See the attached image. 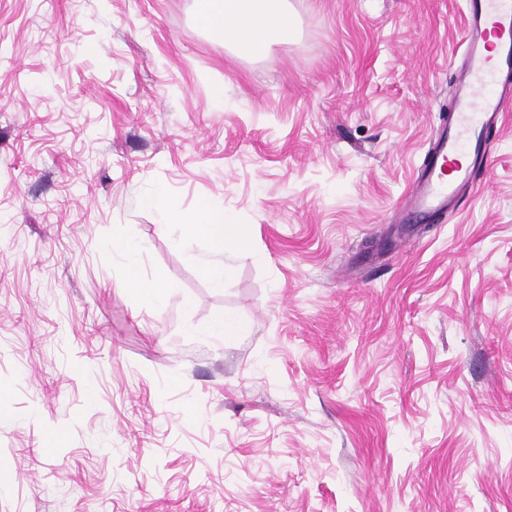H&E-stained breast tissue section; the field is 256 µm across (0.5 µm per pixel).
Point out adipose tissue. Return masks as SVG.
I'll use <instances>...</instances> for the list:
<instances>
[{"mask_svg":"<svg viewBox=\"0 0 512 512\" xmlns=\"http://www.w3.org/2000/svg\"><path fill=\"white\" fill-rule=\"evenodd\" d=\"M196 19L201 28L246 51L260 50L287 36L292 28L287 0H197ZM229 225L223 209L209 203L201 204L185 215L179 224L181 241L203 239L209 242L213 256L202 260L201 271L216 288L223 287L229 274L219 259L227 242ZM112 250L128 260L125 287L145 305L163 303L165 293L144 281L140 271L139 247L127 238L122 229L113 231Z\"/></svg>","mask_w":512,"mask_h":512,"instance_id":"obj_1","label":"adipose tissue"}]
</instances>
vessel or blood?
<instances>
[{
    "mask_svg": "<svg viewBox=\"0 0 512 512\" xmlns=\"http://www.w3.org/2000/svg\"><path fill=\"white\" fill-rule=\"evenodd\" d=\"M461 76L451 86L454 121L431 141L424 163L402 204L403 214L426 221L474 186L490 137L512 96L494 94L500 77L512 75V0H466Z\"/></svg>",
    "mask_w": 512,
    "mask_h": 512,
    "instance_id": "vessel-or-blood-1",
    "label": "vessel or blood"
}]
</instances>
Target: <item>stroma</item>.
Instances as JSON below:
<instances>
[{
  "label": "stroma",
  "instance_id": "35a3bbf8",
  "mask_svg": "<svg viewBox=\"0 0 512 512\" xmlns=\"http://www.w3.org/2000/svg\"><path fill=\"white\" fill-rule=\"evenodd\" d=\"M288 2L244 55L194 0H0V512H512V112L399 223L462 0ZM159 186L237 225L223 288ZM112 251L126 256L128 263L124 286L132 290L146 306H155L165 301V293L154 286L146 283L141 276L139 263V246L127 238L125 233L118 226L112 234Z\"/></svg>",
  "mask_w": 512,
  "mask_h": 512
}]
</instances>
